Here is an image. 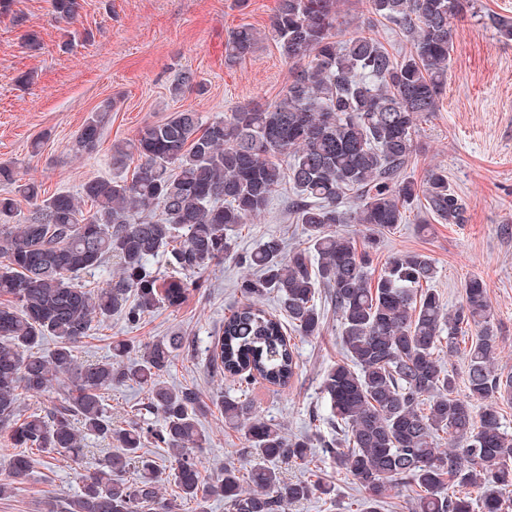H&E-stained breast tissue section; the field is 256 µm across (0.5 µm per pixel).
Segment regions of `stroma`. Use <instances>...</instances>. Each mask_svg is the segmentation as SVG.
<instances>
[{"mask_svg":"<svg viewBox=\"0 0 512 512\" xmlns=\"http://www.w3.org/2000/svg\"><path fill=\"white\" fill-rule=\"evenodd\" d=\"M477 5L476 15L453 23L447 91L437 112L419 122L407 169L420 181L431 167L446 168L450 186L465 203V221L433 223L424 230L412 217L378 233L371 270L380 272L398 252L424 253L435 267L430 286L452 309L463 301L465 282L481 278L494 315L498 364L512 371V41L501 39L485 19L489 13L512 18V0H477ZM276 7L277 0H83L79 16L66 25L54 19L50 0H11L9 12L0 13V163L13 166L18 179L39 182L46 193H75L87 180L111 175L114 142L134 139L144 125L171 112L193 109L211 119L249 101H273L291 77L275 46L263 43L252 57L230 66L224 44L239 25L268 26ZM16 13L25 15V25H13ZM27 31L38 36L39 48L27 45ZM27 72L31 84H20L19 76ZM183 72L203 81L205 93L171 99L168 86ZM113 98L118 105L106 117L97 151L75 153L78 130ZM293 196L291 185H282L265 216L238 239V251L252 250L272 233L287 248L302 244L301 227L288 209ZM241 274L228 258L205 273L204 288L180 308H159L133 328L112 317L77 348L79 361L108 355L118 336L138 343L190 336L198 354L178 357L167 381L195 387L205 401L214 400L229 384L211 375L204 349L240 297ZM317 306L324 330L315 338H295L299 371L291 386L260 382L253 393L261 415L295 436L310 435V413L325 409L322 377L342 356L327 294H319ZM201 425L210 444L199 458L213 479L225 463L239 461L243 442L225 427L219 410H211ZM105 457L95 449L76 459L35 461L29 476L0 496V512H43L47 497L74 496L80 475L98 469ZM320 467L334 494L292 504L288 512H356L366 491L353 477L337 473L330 459Z\"/></svg>","mask_w":512,"mask_h":512,"instance_id":"obj_1","label":"stroma"}]
</instances>
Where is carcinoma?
I'll list each match as a JSON object with an SVG mask.
<instances>
[{
    "label": "carcinoma",
    "instance_id": "obj_1",
    "mask_svg": "<svg viewBox=\"0 0 512 512\" xmlns=\"http://www.w3.org/2000/svg\"><path fill=\"white\" fill-rule=\"evenodd\" d=\"M340 2L278 0L267 32L250 25L230 32L227 62L252 56L270 39L292 65L288 85L268 104L249 102L212 120L185 109L148 124L135 139L112 144L113 176L90 179L76 194L43 196L40 185L19 184L14 169L0 165V181L17 184L16 194L0 195V297H7L0 302V430L16 448L1 496L27 477L34 455L77 458L92 436L121 452L82 475L79 494L48 501L46 512H171L162 481L195 504L192 512H208L213 498L229 512H286L334 493L319 476H283L285 466L309 467L316 448L366 490L365 512H379L401 487L412 489L409 512H504L512 435L502 429L499 405L512 400V375L498 368L486 284L469 279L451 311L424 287L434 277L427 255L396 253L374 278L369 250L334 230L394 229L415 209L427 215L423 224L464 222L446 169L430 168L420 183L406 170L418 122L437 111L448 85L452 21L474 14L475 0H366L362 27L342 40L335 33ZM51 5L64 22L82 9L81 0ZM383 22L408 38L409 51L396 56L384 46L375 31ZM192 90L204 93L190 72L168 88L173 99ZM113 109L107 100L85 121L76 152L97 150ZM133 155L140 163L129 179L122 170ZM285 182L295 190L305 247L288 251L270 234L237 252L239 229L269 210ZM228 257L256 274L241 278L240 300L227 308L206 353L209 371L231 382L215 404L240 433L248 459L208 480L198 453L209 444L199 418L210 406L194 387L164 379L178 356L197 352L195 339L118 340L106 359L85 363L75 348L116 314L134 326L161 307H180L203 288L202 274ZM158 258L191 280L152 269ZM110 260L116 270L106 287L77 282ZM322 288L336 310L343 357L321 381L329 411L312 420L335 430L331 440L287 435L252 399L260 380L278 388L294 380L299 364L288 332L321 335L315 296ZM270 295L288 325L265 308ZM471 329L477 336L460 398L443 356L456 354L458 337ZM49 338L55 343L46 349ZM130 382L145 392L139 420L116 424L105 394ZM51 390L59 395L51 406L25 404L27 395ZM147 443L169 451L167 474L142 452ZM132 465L140 473L134 482L124 478Z\"/></svg>",
    "mask_w": 512,
    "mask_h": 512
}]
</instances>
